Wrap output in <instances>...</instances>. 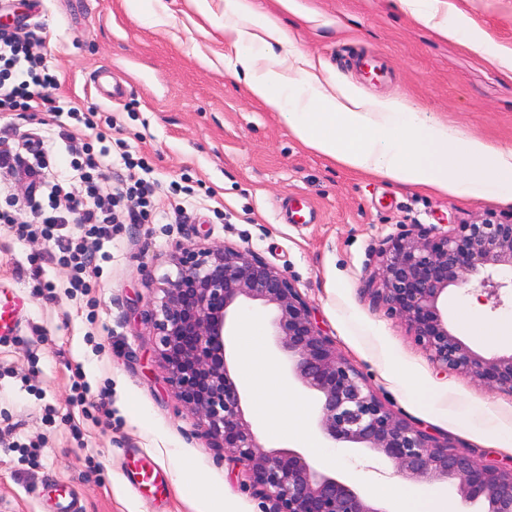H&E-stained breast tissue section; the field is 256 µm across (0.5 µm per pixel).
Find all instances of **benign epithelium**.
<instances>
[{"mask_svg": "<svg viewBox=\"0 0 512 512\" xmlns=\"http://www.w3.org/2000/svg\"><path fill=\"white\" fill-rule=\"evenodd\" d=\"M175 275L144 311L158 338L170 386L200 420L202 436L247 474L267 512H388L292 449H265L246 419L231 376L224 335L245 302L275 310L273 336L294 379L319 397L318 427L348 448L387 458L396 472L424 484L446 482L483 512H512V461L480 460L393 409L326 336L288 273L250 250L175 246ZM512 269V217L480 216L449 229L410 224L386 242L374 276L385 313L405 325L443 372L512 393V353L485 357L448 330L439 301L448 287L477 284L500 300Z\"/></svg>", "mask_w": 512, "mask_h": 512, "instance_id": "benign-epithelium-1", "label": "benign epithelium"}]
</instances>
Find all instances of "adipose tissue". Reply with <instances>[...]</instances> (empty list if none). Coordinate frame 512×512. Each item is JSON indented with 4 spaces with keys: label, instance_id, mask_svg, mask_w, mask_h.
<instances>
[{
    "label": "adipose tissue",
    "instance_id": "obj_1",
    "mask_svg": "<svg viewBox=\"0 0 512 512\" xmlns=\"http://www.w3.org/2000/svg\"><path fill=\"white\" fill-rule=\"evenodd\" d=\"M421 25L491 59L512 79V56L494 54L483 31L455 11L438 16L433 0H400ZM224 39L237 48L251 96L279 113L307 148L350 169L396 184L472 198L512 201V147L412 108L406 99L377 97L337 80L325 67L295 56L293 30L254 15L249 0H224ZM279 46L281 60L254 66L252 46Z\"/></svg>",
    "mask_w": 512,
    "mask_h": 512
}]
</instances>
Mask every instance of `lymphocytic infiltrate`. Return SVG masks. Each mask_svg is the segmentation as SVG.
<instances>
[{
  "mask_svg": "<svg viewBox=\"0 0 512 512\" xmlns=\"http://www.w3.org/2000/svg\"><path fill=\"white\" fill-rule=\"evenodd\" d=\"M40 44V39L30 29L0 30V112L51 108L50 92L58 88L59 82L56 75L50 74L39 51ZM62 139L68 152L83 156L76 166L80 189H73L66 180L47 182L48 196L54 202L52 212H44L35 195H27L25 199L27 208L40 217L38 226L18 221L14 214L3 210L0 223L17 224L20 232H33L52 241L57 250V262L71 271V287L85 289L89 286L87 276L96 245L112 238L118 201L112 195H101L98 189L97 179L106 165L104 153L93 152L73 133H64ZM70 224L79 225L82 236L66 234L65 229Z\"/></svg>",
  "mask_w": 512,
  "mask_h": 512,
  "instance_id": "obj_1",
  "label": "lymphocytic infiltrate"
}]
</instances>
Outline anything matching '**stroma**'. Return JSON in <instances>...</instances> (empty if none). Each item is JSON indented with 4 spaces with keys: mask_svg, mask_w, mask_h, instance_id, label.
Returning a JSON list of instances; mask_svg holds the SVG:
<instances>
[{
    "mask_svg": "<svg viewBox=\"0 0 512 512\" xmlns=\"http://www.w3.org/2000/svg\"><path fill=\"white\" fill-rule=\"evenodd\" d=\"M251 0L257 15L294 29L304 56L366 93L402 97L492 144L512 146V80L483 58L417 24L399 0ZM489 36L512 50V0H454ZM0 0V15L29 13L45 63L60 81L55 103L92 112L109 150L102 193L153 182L149 223L114 225L106 261L85 292L69 288L52 245L0 224V289L25 302L20 326L0 341V512H54L64 487L82 512H262L242 470L201 437L177 398L141 313L176 244L231 245L285 269L325 334L395 410L458 447L512 459V393L437 371L404 324L372 293L378 253L402 225L461 224L512 213V202L472 199L351 170L302 145L278 113L254 100L224 43V0ZM123 84L108 100L100 73ZM9 145L48 146L46 174L72 175V155L53 113L0 115ZM143 155L128 168L123 152ZM303 202L306 224L285 209ZM40 270L32 280L31 270ZM449 330L483 356L512 352V290L500 303L473 288H449L441 303ZM89 387L73 398L74 370ZM431 394L422 402L418 392ZM325 471L360 490L397 480L378 454L322 440ZM165 476V491L132 483L134 461ZM187 471L189 483L177 480Z\"/></svg>",
    "mask_w": 512,
    "mask_h": 512,
    "instance_id": "1",
    "label": "stroma"
}]
</instances>
